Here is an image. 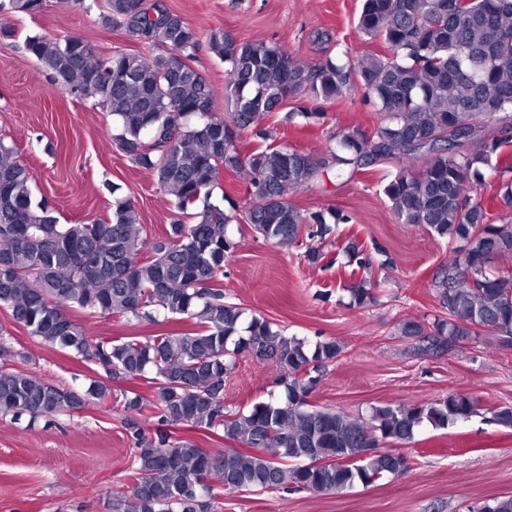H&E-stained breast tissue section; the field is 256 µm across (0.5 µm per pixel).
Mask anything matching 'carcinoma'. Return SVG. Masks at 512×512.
I'll list each match as a JSON object with an SVG mask.
<instances>
[{
    "label": "carcinoma",
    "instance_id": "obj_1",
    "mask_svg": "<svg viewBox=\"0 0 512 512\" xmlns=\"http://www.w3.org/2000/svg\"><path fill=\"white\" fill-rule=\"evenodd\" d=\"M36 14L44 0H10ZM102 22L166 50L145 56H103L79 37L30 35L27 51L55 84L102 103L114 143L149 172L181 218L153 256L140 257L137 212L126 198L97 224H61L34 202L31 173L0 141V307L30 335L99 364L113 380L144 378L153 400L125 397L124 408L150 410L169 426L220 431L247 449L208 452L194 440L160 431L145 443L132 431V487L109 494L110 512H215L216 497L246 490L306 489L340 494L408 468L407 456L382 450L406 443L424 425L445 428L478 412L477 400L450 392L427 404H385L366 418L309 401L314 364L339 357L334 340L309 346L264 317L242 326V309L224 301V265L234 248L229 227L240 221L277 245L292 246L330 231L323 215L305 216L291 201L319 173L343 176L398 159L383 193L401 224L424 227L452 245L432 286L440 315L400 325L425 350H440L493 329L512 344V220L495 223L473 181L482 170L512 172V0H361L357 29L387 53L351 62L329 57L310 67L281 46L238 41L222 29L209 50L228 65L229 119L217 115L213 89L193 66L198 31L162 0H105ZM359 85L381 115L366 131L354 127L317 158L286 144L242 151L249 137L268 139L262 122L291 97L330 102ZM249 184L245 214L209 203L220 175ZM370 281L350 286L352 302L372 297ZM74 308L134 315L150 308L192 321V329L145 341L93 338L71 318ZM252 349L272 363L284 396L246 410L224 406V378L235 356ZM84 395L27 371L0 369V416L35 421L80 409ZM512 428V405L490 410ZM476 512H512V497L492 498Z\"/></svg>",
    "mask_w": 512,
    "mask_h": 512
}]
</instances>
